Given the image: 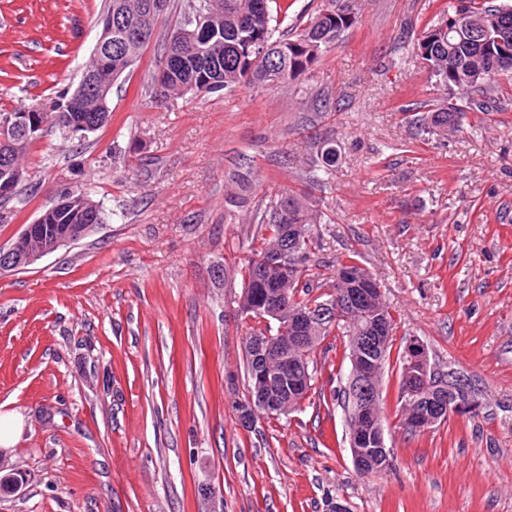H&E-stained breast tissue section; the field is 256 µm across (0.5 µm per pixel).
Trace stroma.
Masks as SVG:
<instances>
[{
	"mask_svg": "<svg viewBox=\"0 0 512 512\" xmlns=\"http://www.w3.org/2000/svg\"><path fill=\"white\" fill-rule=\"evenodd\" d=\"M448 0H355L354 24L288 88L187 94L148 86L173 18L112 87L110 122L50 132L25 163L26 204L0 210V246L58 194L107 221L0 275V512H512V96L454 131L417 133L402 108L434 96L410 49ZM104 0H0V111L43 109L78 85ZM340 152L327 188L308 165ZM322 200L310 251L323 282L357 255L435 367L468 378L478 413L411 435L385 367L382 471L358 473L341 407L243 427L237 315L250 227L271 199ZM22 420L19 414L14 412H0V447L11 448L20 435Z\"/></svg>",
	"mask_w": 512,
	"mask_h": 512,
	"instance_id": "stroma-1",
	"label": "stroma"
}]
</instances>
